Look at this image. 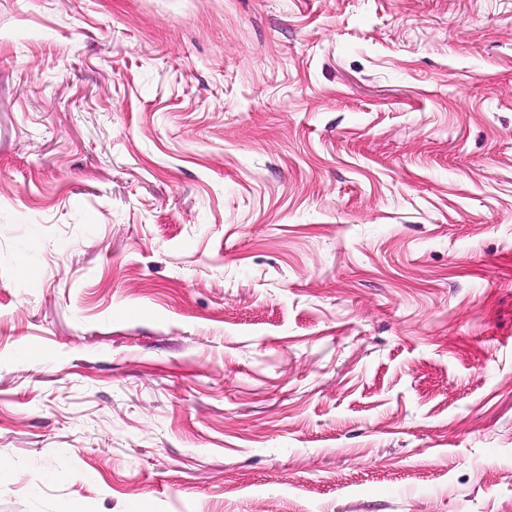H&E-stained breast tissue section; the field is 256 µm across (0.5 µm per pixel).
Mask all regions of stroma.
I'll return each mask as SVG.
<instances>
[{
    "instance_id": "stroma-1",
    "label": "stroma",
    "mask_w": 512,
    "mask_h": 512,
    "mask_svg": "<svg viewBox=\"0 0 512 512\" xmlns=\"http://www.w3.org/2000/svg\"><path fill=\"white\" fill-rule=\"evenodd\" d=\"M0 512H512V0H0Z\"/></svg>"
}]
</instances>
